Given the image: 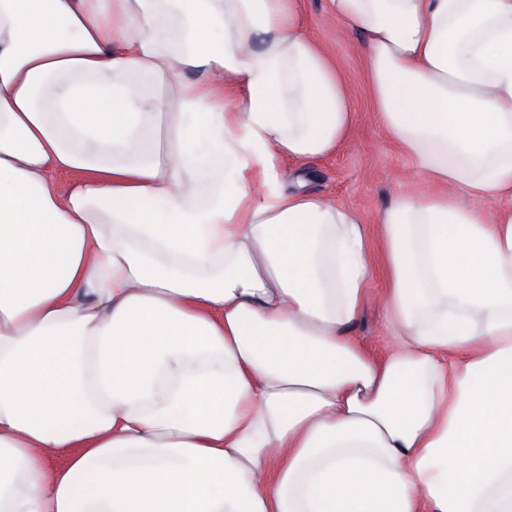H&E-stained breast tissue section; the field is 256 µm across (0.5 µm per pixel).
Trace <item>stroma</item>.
Returning <instances> with one entry per match:
<instances>
[{
    "instance_id": "35a3bbf8",
    "label": "stroma",
    "mask_w": 512,
    "mask_h": 512,
    "mask_svg": "<svg viewBox=\"0 0 512 512\" xmlns=\"http://www.w3.org/2000/svg\"><path fill=\"white\" fill-rule=\"evenodd\" d=\"M309 31L336 63L353 94L355 122L351 135L333 153L305 160L283 159L278 163L288 184L303 183L309 192L355 209L367 226H374L379 210L404 187L416 183L410 159L370 117L361 35L337 22L332 0H302ZM374 271L367 301L351 334L370 354L381 355L390 341L383 308L376 295L387 287L383 256L373 251Z\"/></svg>"
}]
</instances>
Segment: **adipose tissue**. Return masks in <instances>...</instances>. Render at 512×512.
<instances>
[{
  "mask_svg": "<svg viewBox=\"0 0 512 512\" xmlns=\"http://www.w3.org/2000/svg\"><path fill=\"white\" fill-rule=\"evenodd\" d=\"M333 3L373 239L277 169L354 125L300 0H0V512H512V0ZM309 31L336 63L353 94L351 135L333 153L305 160L281 159L286 185L301 181L309 192L355 209L376 237L379 210L418 177L410 159L370 117L361 35L336 21L332 0H302ZM351 334L367 352L381 355L390 344L384 309L374 300L367 301Z\"/></svg>",
  "mask_w": 512,
  "mask_h": 512,
  "instance_id": "1",
  "label": "adipose tissue"
}]
</instances>
